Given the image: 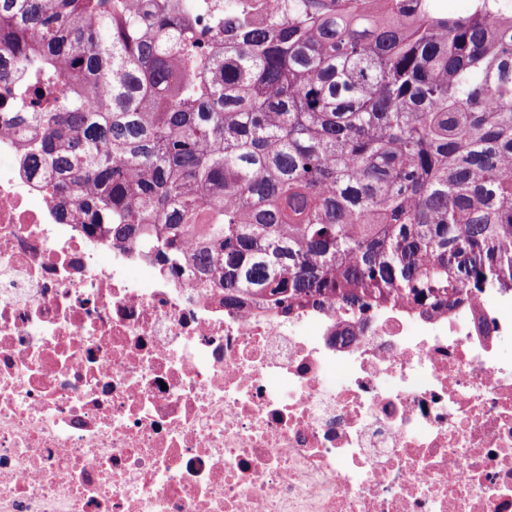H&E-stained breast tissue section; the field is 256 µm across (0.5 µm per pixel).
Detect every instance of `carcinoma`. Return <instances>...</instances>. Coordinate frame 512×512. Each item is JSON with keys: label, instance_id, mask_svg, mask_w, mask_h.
Wrapping results in <instances>:
<instances>
[{"label": "carcinoma", "instance_id": "cac0c4a2", "mask_svg": "<svg viewBox=\"0 0 512 512\" xmlns=\"http://www.w3.org/2000/svg\"><path fill=\"white\" fill-rule=\"evenodd\" d=\"M24 174L224 306L512 287V8L0 0Z\"/></svg>", "mask_w": 512, "mask_h": 512}]
</instances>
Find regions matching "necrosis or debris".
Masks as SVG:
<instances>
[{
  "instance_id": "4bbe7bcc",
  "label": "necrosis or debris",
  "mask_w": 512,
  "mask_h": 512,
  "mask_svg": "<svg viewBox=\"0 0 512 512\" xmlns=\"http://www.w3.org/2000/svg\"><path fill=\"white\" fill-rule=\"evenodd\" d=\"M25 147L0 132V512H512V290L228 308L59 221Z\"/></svg>"
}]
</instances>
